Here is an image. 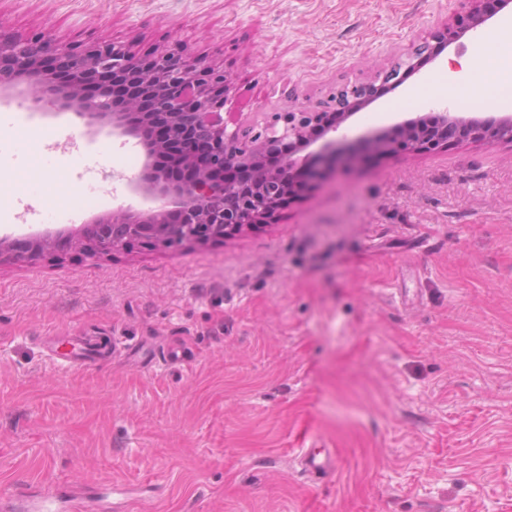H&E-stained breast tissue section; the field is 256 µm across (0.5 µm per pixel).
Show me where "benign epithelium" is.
Segmentation results:
<instances>
[{
	"instance_id": "obj_1",
	"label": "benign epithelium",
	"mask_w": 512,
	"mask_h": 512,
	"mask_svg": "<svg viewBox=\"0 0 512 512\" xmlns=\"http://www.w3.org/2000/svg\"><path fill=\"white\" fill-rule=\"evenodd\" d=\"M467 23H446L412 43L373 80L346 85L315 109L264 112L254 124L228 126L237 87L221 66L189 57L173 44L141 55L133 44L97 40L64 45L49 35L0 31V97L24 82L36 104L87 117L91 125L112 126V134L132 137L144 149L141 174L130 190L161 205L147 210L118 207L93 220L88 236L34 233L18 243L0 238V264L47 253L78 251L101 258L134 248L176 249L187 243L223 240L273 217L283 198L336 169V134L360 109L414 73L418 60L434 58L512 4V0H466ZM126 81L117 98L112 81ZM164 125L166 136L149 137ZM398 138L383 129L367 136L370 153L400 150L433 153L464 141L512 142V114L478 117L435 106L394 125ZM172 140H183V155L194 176L175 181L155 165L154 156ZM249 172L246 182L224 180V170Z\"/></svg>"
}]
</instances>
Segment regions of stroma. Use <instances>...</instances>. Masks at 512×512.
<instances>
[{
  "label": "stroma",
  "instance_id": "1",
  "mask_svg": "<svg viewBox=\"0 0 512 512\" xmlns=\"http://www.w3.org/2000/svg\"><path fill=\"white\" fill-rule=\"evenodd\" d=\"M462 0H0V30L166 44L224 66L230 122L370 79ZM512 47L467 34L359 111L345 162L268 223L175 250L0 265V496L80 484L108 512H512V143L347 158L361 134L465 91ZM26 132L40 141L29 149ZM144 151L0 99V237L85 232L131 204ZM122 347L62 368L88 335ZM186 361L147 364L127 345ZM332 449L333 478L297 464Z\"/></svg>",
  "mask_w": 512,
  "mask_h": 512
}]
</instances>
